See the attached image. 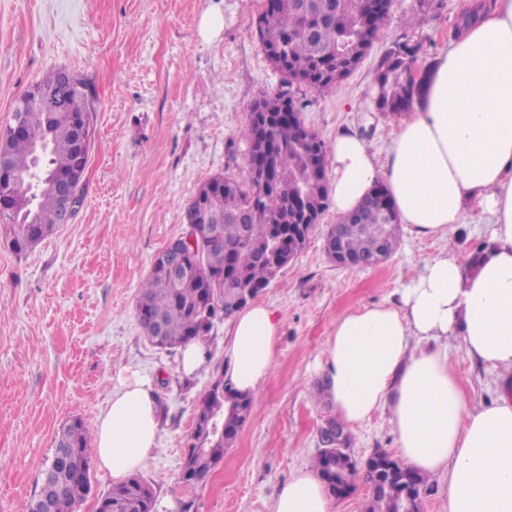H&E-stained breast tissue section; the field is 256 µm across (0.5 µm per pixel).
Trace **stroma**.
Wrapping results in <instances>:
<instances>
[{"label":"stroma","mask_w":512,"mask_h":512,"mask_svg":"<svg viewBox=\"0 0 512 512\" xmlns=\"http://www.w3.org/2000/svg\"><path fill=\"white\" fill-rule=\"evenodd\" d=\"M467 4L430 0L424 25L411 27L417 0H394L370 52L335 91L292 87L305 125L327 143L338 129H354L384 152L394 122L375 112L369 94L381 55L402 38L420 44V61L433 60ZM211 9L223 14L224 28L206 40L199 25ZM262 10L263 0H0V130L51 69L84 74L97 97L78 213L24 255L0 238V512H19L37 495L57 430L75 415L93 427L126 369L152 379L160 410L159 440L141 471L154 512H180L186 501L192 512H271L277 489L311 466L319 430L336 415L315 396L323 383L315 366L337 316L398 302L399 288L446 244L465 263L486 243L474 212L448 240L405 231L385 263L343 267L324 249L337 220L327 209L258 297L281 327L254 415L204 482H182L197 405L225 372L231 323L215 324L210 358L187 378L177 352L145 337L136 305L156 255L184 232L197 188L218 174L248 178L239 131L251 105L283 85L257 35ZM448 359L474 403L495 399L507 384L459 345ZM347 448L360 462L378 448L395 451L388 412L352 426Z\"/></svg>","instance_id":"1"}]
</instances>
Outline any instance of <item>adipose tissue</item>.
Listing matches in <instances>:
<instances>
[{
    "mask_svg": "<svg viewBox=\"0 0 512 512\" xmlns=\"http://www.w3.org/2000/svg\"><path fill=\"white\" fill-rule=\"evenodd\" d=\"M337 215L383 185L401 224L447 238L470 208L491 249L476 267L452 250L427 259L397 304L337 317L317 370L337 415L360 425L390 413L401 462L446 485V512H512V392L474 405L448 362V342L486 367L512 370V0H471L434 59L414 109L378 154L341 129L329 154ZM280 323L266 306L238 313L224 345L226 380L256 394L276 358ZM159 435L148 377L121 372L94 424L99 467L120 481L143 468ZM272 512H334L314 469L297 470Z\"/></svg>",
    "mask_w": 512,
    "mask_h": 512,
    "instance_id": "ef3b65f1",
    "label": "adipose tissue"
}]
</instances>
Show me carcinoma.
Masks as SVG:
<instances>
[{
    "label": "carcinoma",
    "mask_w": 512,
    "mask_h": 512,
    "mask_svg": "<svg viewBox=\"0 0 512 512\" xmlns=\"http://www.w3.org/2000/svg\"><path fill=\"white\" fill-rule=\"evenodd\" d=\"M258 36L268 59L286 77V84H304L317 92L333 91L364 57L362 44L385 26L392 0H270ZM421 47L408 40L395 41L381 56L375 73L374 110L395 116L413 108L420 85L407 77L408 61ZM87 78L77 73L62 110L43 113L38 121L16 132L8 125L0 132V196H9L13 211H0V234L13 250L23 253L51 235L62 224L63 213L53 187L43 183L46 173L78 177L88 162L94 134L96 98ZM288 91L268 93L255 103L263 117L264 134L273 146L271 180L249 170L248 182L220 175L203 183L193 196L186 216L196 211L200 224L216 229L217 237L203 245L199 258L187 262L186 271L171 283L169 275L151 268L139 292L137 314L149 341L161 348H179L191 341L208 342L216 321L233 317L242 306L238 298L250 288L265 289L288 264L281 244L302 239L301 250L327 207L326 172L320 157L324 142L301 118L288 120ZM375 206L365 223L333 225L325 241L337 246L336 264L371 255L383 240L392 253L399 243L400 224L383 191L372 195ZM256 408L253 396H232L217 383L196 409L192 439L210 420L223 427V437L199 453L190 445L181 480L187 485L204 481L224 458L243 425ZM89 433L75 417L56 434L55 446L68 448L71 459L50 465L44 479L59 501L73 507L90 492ZM313 467L327 479L329 473L349 491L363 477L372 495L367 512H420L427 477L393 458L386 450L363 463L336 461L321 451ZM151 487L133 474L98 502L97 512H153Z\"/></svg>",
    "instance_id": "obj_1"
}]
</instances>
